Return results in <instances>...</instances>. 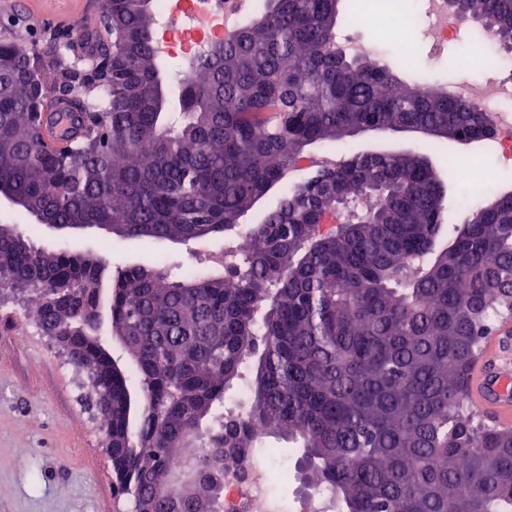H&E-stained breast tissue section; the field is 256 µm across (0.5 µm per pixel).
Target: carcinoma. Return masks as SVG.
Wrapping results in <instances>:
<instances>
[{
  "label": "carcinoma",
  "instance_id": "obj_1",
  "mask_svg": "<svg viewBox=\"0 0 512 512\" xmlns=\"http://www.w3.org/2000/svg\"><path fill=\"white\" fill-rule=\"evenodd\" d=\"M341 0H265L178 81L154 0H107L93 26L0 40V186L34 227L108 224L133 244L224 235V274L125 268L0 227V281L38 298L47 336L112 386L100 406L134 512H218L224 455L277 436L333 512H512V429L466 403L484 336L512 315V192L438 239L448 186L426 156L353 153L284 187L307 147L358 132L487 141L490 115L346 55ZM512 51V0H450ZM56 73L43 80L46 68ZM75 111L62 138L43 108ZM276 205L236 248L241 218ZM340 223L320 232L324 215ZM129 356L139 392L113 373ZM247 383V411L226 405ZM75 111L72 104L67 100H52L47 104L45 111V132L48 136H58L59 124L58 117L61 112H73Z\"/></svg>",
  "mask_w": 512,
  "mask_h": 512
}]
</instances>
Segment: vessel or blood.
Here are the masks:
<instances>
[{
	"mask_svg": "<svg viewBox=\"0 0 512 512\" xmlns=\"http://www.w3.org/2000/svg\"><path fill=\"white\" fill-rule=\"evenodd\" d=\"M69 101L57 99L45 111V132L58 136V117L72 111ZM467 401L487 420L501 428H512V321L504 320L482 342L480 355L468 376Z\"/></svg>",
	"mask_w": 512,
	"mask_h": 512,
	"instance_id": "vessel-or-blood-1",
	"label": "vessel or blood"
}]
</instances>
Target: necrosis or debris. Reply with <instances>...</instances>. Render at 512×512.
I'll return each instance as SVG.
<instances>
[{
    "instance_id": "4bbe7bcc",
    "label": "necrosis or debris",
    "mask_w": 512,
    "mask_h": 512,
    "mask_svg": "<svg viewBox=\"0 0 512 512\" xmlns=\"http://www.w3.org/2000/svg\"><path fill=\"white\" fill-rule=\"evenodd\" d=\"M256 7V0H155L160 20L157 54L182 63L197 58L221 40L228 25L242 26ZM417 24L423 27L434 59L449 44L488 35L486 29L470 26L450 11L448 0H423L417 9L403 14L402 28ZM490 46L498 55L494 69L479 76L457 73L453 94L490 114L497 128L494 150L508 164L512 162V59L500 57L498 41ZM287 473V465L271 448L257 452L248 463L237 455H225L221 512H323L322 498L309 495L291 507L274 494L275 480Z\"/></svg>"
}]
</instances>
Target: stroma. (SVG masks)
I'll return each mask as SVG.
<instances>
[{"label": "stroma", "mask_w": 512, "mask_h": 512, "mask_svg": "<svg viewBox=\"0 0 512 512\" xmlns=\"http://www.w3.org/2000/svg\"><path fill=\"white\" fill-rule=\"evenodd\" d=\"M413 49L409 67L398 78L426 84L431 66L451 75L460 58L478 66L487 54L474 43L449 45L439 63H431L426 39L413 31L405 36ZM426 138L416 133L373 131L346 139V153L398 151L421 154ZM460 159L479 157L500 189L512 191V167L502 166L486 142L445 143L432 156L442 168L443 154ZM45 249L91 251L112 265H133L147 259L146 249L134 248L106 230H42L34 238ZM171 264L209 269V251L220 252V238L159 245ZM128 495L116 485L112 459L106 450L97 408L90 396L86 369L74 365L59 344L40 330L32 302L0 291V512H132Z\"/></svg>", "instance_id": "35a3bbf8"}]
</instances>
